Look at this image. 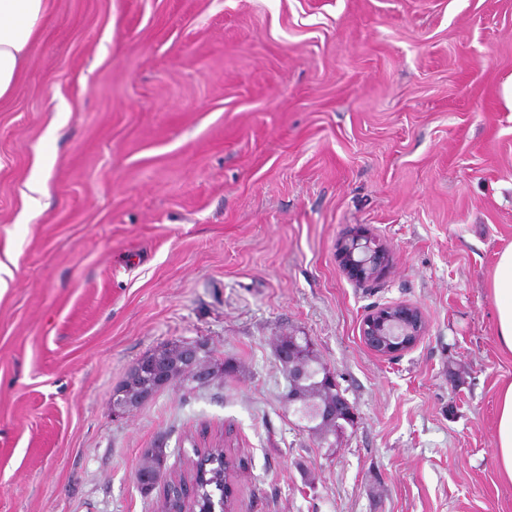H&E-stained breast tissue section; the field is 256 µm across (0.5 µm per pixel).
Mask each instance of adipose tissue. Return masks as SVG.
Segmentation results:
<instances>
[{"mask_svg":"<svg viewBox=\"0 0 512 512\" xmlns=\"http://www.w3.org/2000/svg\"><path fill=\"white\" fill-rule=\"evenodd\" d=\"M49 0H0V101L18 81L30 49L46 22ZM496 307V340L512 355V244L498 255L490 281ZM498 468L512 482V381L502 384L496 419Z\"/></svg>","mask_w":512,"mask_h":512,"instance_id":"ef3b65f1","label":"adipose tissue"}]
</instances>
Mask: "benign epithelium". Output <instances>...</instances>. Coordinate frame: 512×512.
I'll use <instances>...</instances> for the list:
<instances>
[{
	"mask_svg": "<svg viewBox=\"0 0 512 512\" xmlns=\"http://www.w3.org/2000/svg\"><path fill=\"white\" fill-rule=\"evenodd\" d=\"M341 257L346 270L356 279L367 281L377 277L387 263V250L379 239L361 232L349 234L341 243ZM425 321L421 312L412 306L395 304L377 307L362 320L361 337L364 345L374 354L393 357L414 348L424 336ZM207 346L202 341L189 343L183 348L191 382L205 385L212 379L211 364L203 360ZM149 380L154 387L171 384L173 377L161 359L144 358L129 370L125 381L112 393V402L119 411L131 410L153 396L139 385Z\"/></svg>",
	"mask_w": 512,
	"mask_h": 512,
	"instance_id": "1",
	"label": "benign epithelium"
}]
</instances>
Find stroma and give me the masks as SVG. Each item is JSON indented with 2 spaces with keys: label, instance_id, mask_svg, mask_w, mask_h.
<instances>
[{
  "label": "stroma",
  "instance_id": "1",
  "mask_svg": "<svg viewBox=\"0 0 512 512\" xmlns=\"http://www.w3.org/2000/svg\"><path fill=\"white\" fill-rule=\"evenodd\" d=\"M352 230L383 275L343 270ZM511 243L512 0H50L0 103V512H161L143 449L184 473L228 429L235 512H512ZM398 303L426 332L382 358L360 323ZM291 331L353 409L333 443L284 397ZM195 341L235 372L113 409ZM341 257L346 270L356 279L367 281L377 277L387 263V250L379 239L361 232L349 234L341 243ZM364 256L358 261L356 256ZM496 307V340L504 353L512 355V244L499 254L490 281ZM148 379L154 387H165L171 384L173 377L167 364L155 357L136 362L129 370L125 381L112 393V402L115 409L119 411L131 410L146 402L153 396V391H143L139 388ZM137 382L139 387L137 386ZM498 440V468L507 481L512 482V381L504 382L498 394L496 419ZM166 461V448L145 449L143 454V462L135 475L136 483L141 488V490L145 491L139 484L138 476L142 485L153 489L163 488V485L168 482V476L163 470L154 473H143L142 475L139 474L143 471H156L161 467H164V469L167 471Z\"/></svg>",
  "mask_w": 512,
  "mask_h": 512
}]
</instances>
